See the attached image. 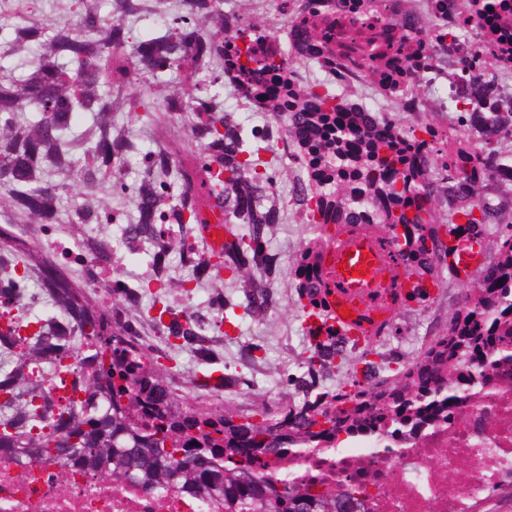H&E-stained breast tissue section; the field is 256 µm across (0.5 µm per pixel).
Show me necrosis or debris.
Masks as SVG:
<instances>
[{
    "label": "necrosis or debris",
    "instance_id": "necrosis-or-debris-1",
    "mask_svg": "<svg viewBox=\"0 0 512 512\" xmlns=\"http://www.w3.org/2000/svg\"><path fill=\"white\" fill-rule=\"evenodd\" d=\"M287 32L255 28L274 74L262 100L237 78L239 34L253 28L243 12L224 21V83L247 107L267 113L253 137L275 143V156L292 183L283 196L269 180L268 215L279 223L294 215L309 231L298 250L294 276L322 282L321 254L331 227L377 233L402 250L406 268L432 267L436 255L415 258L407 242L429 236V226L396 228L400 210H426L436 224L456 222L467 239L460 209L485 201L491 223L512 224V171L501 156L512 153V123L484 122L488 112H512V0H284ZM340 89L341 117L356 130L341 141L315 125L311 110L318 84ZM379 143L393 145L404 164L382 167L372 154ZM345 166H337V158ZM402 188L401 198L386 191ZM370 197L353 210L357 189ZM48 246L86 272L103 310L120 308L123 280L117 255L101 260L48 231ZM498 388L455 409V435L437 431L440 414L398 433L388 444L401 457L382 459L353 449L291 459L290 472L308 485L332 484L354 492L364 512H480L492 492L512 480V370L492 373ZM472 467L460 479V461ZM0 512H224L223 502L193 495L117 485L57 462L25 470L0 463Z\"/></svg>",
    "mask_w": 512,
    "mask_h": 512
}]
</instances>
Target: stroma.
Segmentation results:
<instances>
[{
  "instance_id": "1",
  "label": "stroma",
  "mask_w": 512,
  "mask_h": 512,
  "mask_svg": "<svg viewBox=\"0 0 512 512\" xmlns=\"http://www.w3.org/2000/svg\"><path fill=\"white\" fill-rule=\"evenodd\" d=\"M162 114H155L153 122L146 123L130 118L129 125L141 149L131 156L124 167L122 186L104 188L87 196L90 205H103L106 211L120 213L124 222H131L135 214L130 196V185L141 177L143 153L154 150L157 142V124ZM302 231L291 219H283L274 225L269 234L270 247L279 259V272L272 283L278 300L277 308L261 319H245L236 328L234 341L218 339L214 350L219 364L227 366L230 373L238 376V383L224 391V403L238 414H247L266 408L273 409L286 401L283 379L296 371L305 348V336L295 317L293 259ZM466 293L461 279L443 277L437 296L425 307L408 306L398 314L395 329L374 344V352L385 358L403 357L419 360L432 344L426 336L427 327H435L437 335H445L451 317L461 308ZM244 343L262 345V362L245 369L240 365V346Z\"/></svg>"
}]
</instances>
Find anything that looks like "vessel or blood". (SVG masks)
<instances>
[{"label": "vessel or blood", "mask_w": 512, "mask_h": 512, "mask_svg": "<svg viewBox=\"0 0 512 512\" xmlns=\"http://www.w3.org/2000/svg\"><path fill=\"white\" fill-rule=\"evenodd\" d=\"M199 232L208 252L223 253L229 239L227 225L203 224ZM322 266L323 314L305 319L306 330L319 335L333 329L356 343L372 344L415 294L409 286V275L400 266L395 269V286L378 288L385 272L383 257L372 238L352 229L332 236L323 253Z\"/></svg>", "instance_id": "1"}]
</instances>
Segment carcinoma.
<instances>
[{"mask_svg": "<svg viewBox=\"0 0 512 512\" xmlns=\"http://www.w3.org/2000/svg\"><path fill=\"white\" fill-rule=\"evenodd\" d=\"M158 2L79 0L71 20L51 27L25 20L0 29V310L34 300L33 284L53 306L47 315L22 313L0 325V460L27 467L59 461L119 484L219 497L224 512H358V499L339 486L315 490L285 477L277 487L260 468L268 459L330 451L342 433L345 442L368 452L424 413L475 398L477 388L461 386L468 372L499 362L485 360L480 345L450 351L445 336L417 367L391 381L382 377L388 367L367 360L371 351L365 349L356 360L365 366L364 384L354 375L350 392L332 394L318 389L320 379L357 348L333 334L309 343L299 371L286 376L291 393L302 396L298 402L263 411L258 420L184 404L170 388V375L150 364L148 345L122 334L117 318L147 323L150 335L190 351L200 372L209 375L215 329L235 328L246 316L261 318L276 305L266 284L278 272V257L269 247L268 216L256 204L269 165L244 129L234 134L226 125L220 93L193 102L217 106L209 136L213 147L229 142L224 180L212 175L193 140L183 143L176 161L164 146L146 154L130 230L132 239L150 244L153 265L163 270L172 243L160 235V196L173 200L169 220L189 236L203 223L211 200L221 201L234 240L224 243L216 261L197 264L193 276L198 281L210 275L211 265L220 266L239 283L247 303L219 296L212 312L181 318L159 292L144 302L142 285L124 289L120 311L106 315L69 278L44 273L55 252L16 232L27 222L58 224L77 245L104 255L116 250L86 227L85 213L96 215L97 209L77 205L67 220L60 219L64 197L92 192L102 168L122 170L135 149L131 130L119 132L112 113L141 108L149 117L150 106L164 100L170 74L195 87L201 75L224 67V58L212 52L224 38V11L217 0H180L183 19L206 23L191 28L198 40L193 53L178 27L147 41L126 29V20L153 12ZM489 214L490 207L478 202L459 210L458 219L475 229ZM463 322H481L497 346H512V291L489 290ZM79 348L84 361L74 369L66 360ZM63 371L73 376L79 397L60 404L38 387L45 374ZM429 380L431 388L425 385ZM54 411L50 426L46 419Z\"/></svg>", "mask_w": 512, "mask_h": 512, "instance_id": "cac0c4a2", "label": "carcinoma"}]
</instances>
